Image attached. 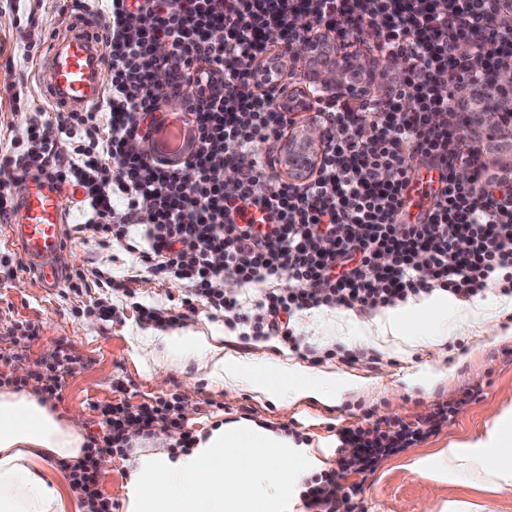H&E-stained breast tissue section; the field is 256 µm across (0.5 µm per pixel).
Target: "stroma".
I'll return each instance as SVG.
<instances>
[{
	"instance_id": "obj_1",
	"label": "stroma",
	"mask_w": 512,
	"mask_h": 512,
	"mask_svg": "<svg viewBox=\"0 0 512 512\" xmlns=\"http://www.w3.org/2000/svg\"><path fill=\"white\" fill-rule=\"evenodd\" d=\"M69 33V21L61 15L53 0H0V137L18 134L24 115L14 113L10 91L26 86L31 109H43L50 103L44 84L52 73L32 66L26 56L30 37L45 41L63 39ZM93 260L122 277L131 261L130 254L115 246L99 248L93 239L74 238L71 248L59 255L61 264L75 268ZM132 298L114 297L117 313L105 322L89 312V296L74 295L67 287L47 289L26 270L9 277L0 272V382L33 370L36 361L62 349L79 357L71 374L63 378L60 399L47 400V407L62 417L82 418L86 433L99 429L101 410L121 401L142 404L153 396L179 394L184 405L185 428L198 433L218 421L249 418L314 443L328 441V455H335L340 428L361 421L364 412L374 415L412 417L431 403L453 397L460 388L475 385L480 393L474 403L441 432L414 448L389 458L365 484L363 498L367 512H430L436 503L450 497L471 496L465 486L448 487L409 470L415 458L478 433L485 422L503 407L512 405V361L502 351L512 349V319H502L485 334L460 328L444 337L434 348L422 344H377L375 350L388 359L384 367L371 369L362 363L352 366L337 360L324 361V368L359 377L366 388L346 394L333 405L315 401L301 407L287 401H259L247 390L227 391L208 380L198 378L194 368L172 370L164 378L138 366L133 350L142 327L136 321L131 304L173 308L190 295L186 282L166 279L133 284ZM34 325L35 339L26 345V359L8 362L16 346V329ZM427 365L442 373L440 381L428 391L408 388L403 378L408 368Z\"/></svg>"
}]
</instances>
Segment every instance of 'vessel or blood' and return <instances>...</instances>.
<instances>
[{
	"label": "vessel or blood",
	"instance_id": "1",
	"mask_svg": "<svg viewBox=\"0 0 512 512\" xmlns=\"http://www.w3.org/2000/svg\"><path fill=\"white\" fill-rule=\"evenodd\" d=\"M102 51L92 35L83 29L72 30L69 37L52 44L47 65L53 72L48 89L69 110L96 106L103 89ZM198 133L182 112L170 113L153 136L152 154L163 161L183 162L190 158ZM29 187L19 203L10 226V239L21 252L25 265L43 287H59L66 270L55 262L65 249L66 214L62 193L52 182L29 176Z\"/></svg>",
	"mask_w": 512,
	"mask_h": 512
}]
</instances>
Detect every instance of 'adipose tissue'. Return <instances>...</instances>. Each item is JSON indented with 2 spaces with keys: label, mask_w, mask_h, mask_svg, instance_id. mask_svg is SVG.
Returning <instances> with one entry per match:
<instances>
[{
  "label": "adipose tissue",
  "mask_w": 512,
  "mask_h": 512,
  "mask_svg": "<svg viewBox=\"0 0 512 512\" xmlns=\"http://www.w3.org/2000/svg\"><path fill=\"white\" fill-rule=\"evenodd\" d=\"M510 314L512 297L501 295L492 281L484 297L471 302L439 293L382 309L367 320L349 311L334 324L340 336L421 339L435 346L451 326L481 330ZM133 357L159 374L174 365L191 366L223 389L244 388L257 398L295 406L310 400L332 405L364 386L353 376L300 363L264 370L256 357L232 355L221 337L194 328L145 333ZM164 440V449L132 461L126 512H288L303 478L322 467L316 448L246 419L213 424L188 450L177 448V435ZM86 441L79 419L59 418L30 391L0 386V512H82L45 465L50 459H82ZM410 468L451 486L511 495L512 408L473 438L416 458Z\"/></svg>",
  "instance_id": "1"
}]
</instances>
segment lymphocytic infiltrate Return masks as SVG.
Returning <instances> with one entry per match:
<instances>
[{
	"label": "lymphocytic infiltrate",
	"mask_w": 512,
	"mask_h": 512,
	"mask_svg": "<svg viewBox=\"0 0 512 512\" xmlns=\"http://www.w3.org/2000/svg\"><path fill=\"white\" fill-rule=\"evenodd\" d=\"M79 8L95 18L108 64L99 109L57 112V132L72 144L66 159L41 113H27L23 131L0 150V223L16 212L10 179L34 173L80 191L75 232L137 256L119 280L92 261L73 269L71 291L100 289L92 301L100 319L111 318L112 297L128 295L129 282L172 277L191 287L185 306L223 317L241 341L274 339L313 362L374 366L373 351L304 343L296 320L321 308L368 316L437 290L466 302L491 279L512 296V174L455 177L458 163L478 161L456 131L458 96L487 67H512V12H497L495 0H80ZM300 14L309 19L302 30L294 26ZM145 15L151 26L141 25ZM330 28L400 65L381 95L355 104L318 98L314 118L326 130L319 165L288 182L274 154L252 151L287 135L291 105L308 97L298 90L285 98L297 66L281 61L278 48L285 38L319 40ZM160 40L171 51L159 60L152 48ZM170 99L198 131L193 156L175 165L149 151ZM358 124L370 126L369 137L356 138ZM420 168L438 178L430 215L412 223L405 189ZM225 169L236 175L231 193L218 178ZM228 278L254 290L253 300L227 293ZM477 395L468 387L410 420L341 429L333 466L304 482L306 512H366L359 475L437 435ZM179 403L174 394L103 410L100 435L64 466L88 512L113 509L98 488L99 457L128 456L133 439L181 429Z\"/></svg>",
	"instance_id": "obj_1"
}]
</instances>
